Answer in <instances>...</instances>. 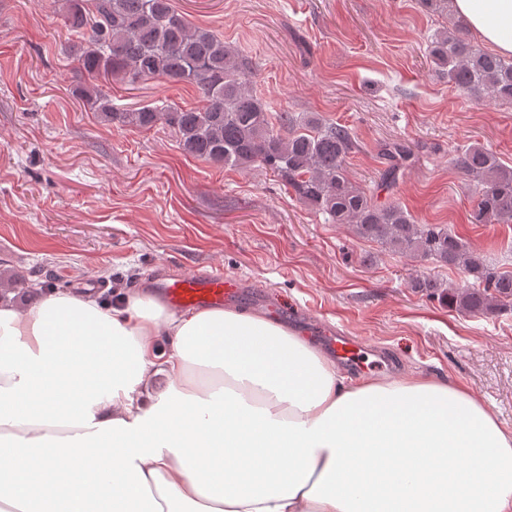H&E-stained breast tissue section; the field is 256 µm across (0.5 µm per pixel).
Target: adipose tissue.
<instances>
[{
    "label": "adipose tissue",
    "mask_w": 512,
    "mask_h": 512,
    "mask_svg": "<svg viewBox=\"0 0 512 512\" xmlns=\"http://www.w3.org/2000/svg\"><path fill=\"white\" fill-rule=\"evenodd\" d=\"M450 5L512 56V0ZM0 512H512V429L463 385L347 378L236 307L6 300Z\"/></svg>",
    "instance_id": "adipose-tissue-1"
}]
</instances>
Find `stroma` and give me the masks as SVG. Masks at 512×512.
<instances>
[{"mask_svg":"<svg viewBox=\"0 0 512 512\" xmlns=\"http://www.w3.org/2000/svg\"><path fill=\"white\" fill-rule=\"evenodd\" d=\"M192 26L238 47L271 111L336 123L354 135L353 180L421 224H445L484 259L512 271V224H473L472 181L454 165L478 143L512 166V103L473 98L426 57L431 36L460 24L423 0H173ZM77 37L50 0H0V278L20 308L95 280L98 295L136 291L166 269L217 267L245 282L236 307L260 312L264 295L299 332L308 317L336 323L388 357L374 377L419 375L469 387L512 429V309L475 317L415 292L437 266L358 239L328 223L264 170L204 161L168 129L100 121L75 95L87 75ZM115 104H201L186 83L113 80ZM414 159L382 185L385 145Z\"/></svg>","mask_w":512,"mask_h":512,"instance_id":"1","label":"stroma"}]
</instances>
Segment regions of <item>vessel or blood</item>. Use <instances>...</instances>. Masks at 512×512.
I'll list each match as a JSON object with an SVG mask.
<instances>
[{"mask_svg": "<svg viewBox=\"0 0 512 512\" xmlns=\"http://www.w3.org/2000/svg\"><path fill=\"white\" fill-rule=\"evenodd\" d=\"M150 285L173 310L220 307L225 301L235 298L241 288L237 280L213 268L156 277ZM322 339L343 365L354 371L365 368V351L359 341L331 331L324 332Z\"/></svg>", "mask_w": 512, "mask_h": 512, "instance_id": "1", "label": "vessel or blood"}]
</instances>
